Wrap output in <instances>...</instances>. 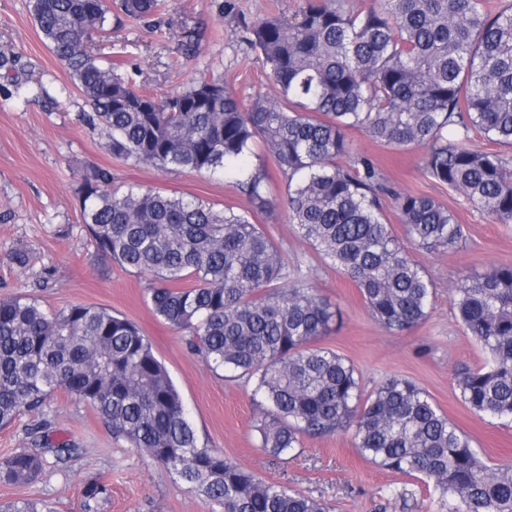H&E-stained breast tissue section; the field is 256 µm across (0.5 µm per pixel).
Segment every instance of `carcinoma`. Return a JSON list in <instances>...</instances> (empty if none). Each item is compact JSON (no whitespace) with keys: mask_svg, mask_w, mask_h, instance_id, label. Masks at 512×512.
<instances>
[{"mask_svg":"<svg viewBox=\"0 0 512 512\" xmlns=\"http://www.w3.org/2000/svg\"><path fill=\"white\" fill-rule=\"evenodd\" d=\"M166 0H30L50 50L107 133L117 159L167 170H233L254 209L274 207L266 175L244 166L261 145L288 179L285 206L299 237L357 288L372 318L402 332L427 317L434 282L387 222L396 200L414 248L454 249L467 240L455 214L434 199L398 194L375 162L351 151L350 129L393 147L426 148L429 176L462 194L497 224L512 223V161L471 144L472 134L512 146V0H298L292 16L245 27L249 46L278 87L244 104L205 74L158 96L103 65L89 42L112 25L161 32ZM91 167L76 188L95 256L154 281L156 315L187 348L227 378L253 385L259 446L284 463L301 437L354 430L362 456L423 482L451 512H512V469H496L415 382L390 377L362 394L354 366L315 342L340 313L248 216L152 189L112 187ZM455 317L488 353L458 374L472 412L512 422V265L462 276ZM59 389L91 405L118 439L174 471L222 512H326L320 500L269 483L201 443L150 341L130 320L74 304L48 312L24 296L0 300V428L40 411ZM47 423L31 447L0 461V478L28 483L51 457L64 465L74 443H53ZM108 488L87 484L83 512ZM0 512H52L19 501Z\"/></svg>","mask_w":512,"mask_h":512,"instance_id":"obj_1","label":"carcinoma"}]
</instances>
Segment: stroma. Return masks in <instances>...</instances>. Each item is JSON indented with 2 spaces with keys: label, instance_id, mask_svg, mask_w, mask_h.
<instances>
[{
  "label": "stroma",
  "instance_id": "obj_1",
  "mask_svg": "<svg viewBox=\"0 0 512 512\" xmlns=\"http://www.w3.org/2000/svg\"><path fill=\"white\" fill-rule=\"evenodd\" d=\"M228 1L233 11L225 10ZM295 6L296 0H168L159 18L168 39L159 40L145 27L127 23L97 41L95 51L101 60L112 62L118 74L160 94L182 90L204 73L223 79L240 100L258 94L274 97L278 88L248 46L243 24L271 13L293 14ZM188 33L194 38L195 55L181 57V66L170 67L171 58L181 56ZM0 49L18 56L25 79L42 86L41 92L15 96L0 79V299L30 294L50 311L82 304L134 322L167 368L200 441L223 450L266 481L287 477L291 489L324 501L330 512H376L382 503L387 512H439L423 483L363 458L350 430L327 438L304 437L302 454L287 466L271 462L253 429L251 385L224 379L188 351L183 333L153 312L148 302L150 277L121 270L95 257L88 247L76 188L86 169L109 168L119 186L139 185L248 214L297 276L311 282L339 310V325L318 344L354 365L364 391L392 376L415 381L472 438L489 465L512 467V424L480 417L459 398L460 370L479 365L485 354L457 322L451 305V290L461 275L512 265V224L491 222L461 194L430 178L424 168L425 148L384 146L365 131L347 133L353 155L374 158L395 191L432 197L468 229L466 243L456 249L414 251L435 282V296L424 321L390 332L371 318L346 275L298 237L284 206L254 210L237 190L233 171L221 176L168 171L113 157L105 132L81 122L87 105L38 30L28 0H0ZM18 252L28 255L26 268L14 263ZM43 278L48 286L38 287ZM45 421L51 424L53 438L71 440L80 455L64 467L46 462L39 476L26 484L0 480V503L32 500L48 503L54 512H82L86 484L99 481L109 494L98 512H220L174 472L115 439L89 404L62 390L44 410L22 414L0 428V460L27 448V429ZM407 482L416 491L410 506L385 503L386 488Z\"/></svg>",
  "mask_w": 512,
  "mask_h": 512
}]
</instances>
